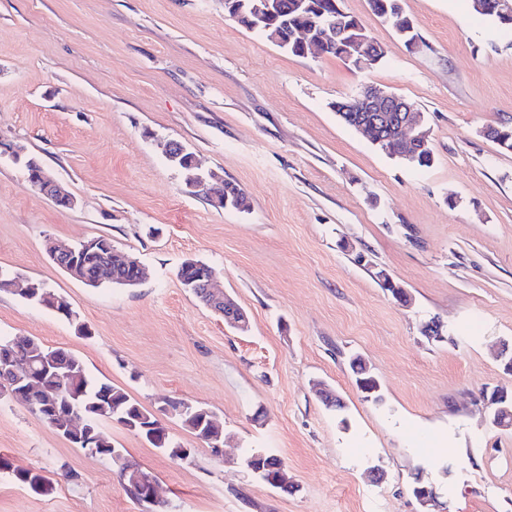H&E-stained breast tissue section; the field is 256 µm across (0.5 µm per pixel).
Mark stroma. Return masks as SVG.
<instances>
[{"instance_id": "1", "label": "stroma", "mask_w": 512, "mask_h": 512, "mask_svg": "<svg viewBox=\"0 0 512 512\" xmlns=\"http://www.w3.org/2000/svg\"><path fill=\"white\" fill-rule=\"evenodd\" d=\"M341 8L383 46L373 68L292 55L225 17L224 0H0V137L76 200L57 206L0 155V270L15 278L0 289V335L74 353L147 409L185 401L223 422L217 455L165 416L188 463L103 422L168 512H422L418 476L438 512H512V429L493 426L484 401L512 392V152L483 134L512 127V31L472 0H404L409 47L368 0ZM367 84L424 113L430 167L339 119L334 102ZM172 141L244 189L247 209L186 193ZM100 235L139 259L137 286H86L47 252ZM189 258L215 269L247 330L184 288ZM31 282L76 322L27 300ZM355 356L380 400L358 390ZM321 385L343 410L320 401ZM252 451L281 459L291 492L245 469ZM0 456V512H147L116 466L8 395ZM26 469L51 491L17 482Z\"/></svg>"}]
</instances>
